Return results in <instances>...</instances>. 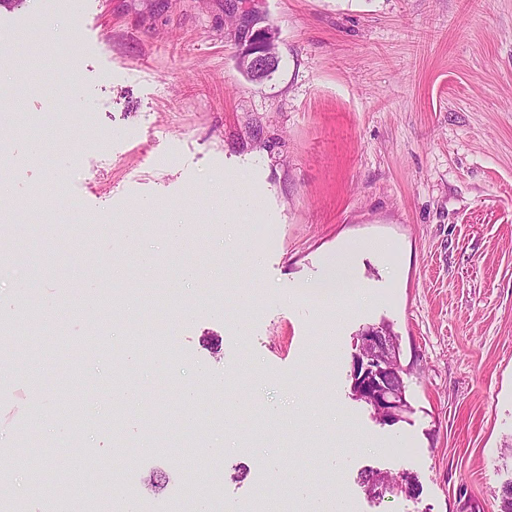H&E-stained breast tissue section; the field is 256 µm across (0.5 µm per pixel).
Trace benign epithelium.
Segmentation results:
<instances>
[{
    "label": "benign epithelium",
    "instance_id": "benign-epithelium-1",
    "mask_svg": "<svg viewBox=\"0 0 512 512\" xmlns=\"http://www.w3.org/2000/svg\"><path fill=\"white\" fill-rule=\"evenodd\" d=\"M278 58V31L267 24L253 30L240 43L237 61L240 68L265 77L271 64ZM360 340L373 348L367 356L356 355L352 364V383H358L370 393L369 400L379 414L387 417L398 413L401 393L391 382L385 363L387 347L383 345L380 330L369 328L361 333Z\"/></svg>",
    "mask_w": 512,
    "mask_h": 512
}]
</instances>
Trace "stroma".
<instances>
[{
	"label": "stroma",
	"instance_id": "1",
	"mask_svg": "<svg viewBox=\"0 0 512 512\" xmlns=\"http://www.w3.org/2000/svg\"><path fill=\"white\" fill-rule=\"evenodd\" d=\"M256 19L279 31V67L261 82L237 66L239 29ZM4 49L5 92L34 50H66L74 70L68 89L36 77L8 99L19 119L46 114L60 149L40 167L33 142L12 139L0 183L19 201L58 184L69 223L113 224L93 240L108 263L99 274L27 214L0 239L17 250L0 270L6 512H47L33 486L70 476L77 447L100 463L102 492L122 470L147 512H166L189 472L221 474L214 512H242L272 483V455L349 512H498L512 481V0H15L0 6ZM228 178L238 194L225 199ZM147 208L200 240L186 254L195 281L159 268L114 278L144 246L168 258L166 234L127 233ZM210 224L222 237H206ZM342 249L357 293L302 295ZM216 281L224 297L212 302ZM156 289L194 311L161 339L175 375L147 359L128 369L138 397L118 457L110 394L144 312L123 305L102 335L95 316L66 309L23 364L13 350L43 296ZM381 324L410 406L390 426L350 390L357 336ZM188 388L198 413L224 412L201 433L218 456L188 453L175 427ZM68 409L86 422L62 443ZM370 467L411 474L419 495L368 498Z\"/></svg>",
	"mask_w": 512,
	"mask_h": 512
}]
</instances>
